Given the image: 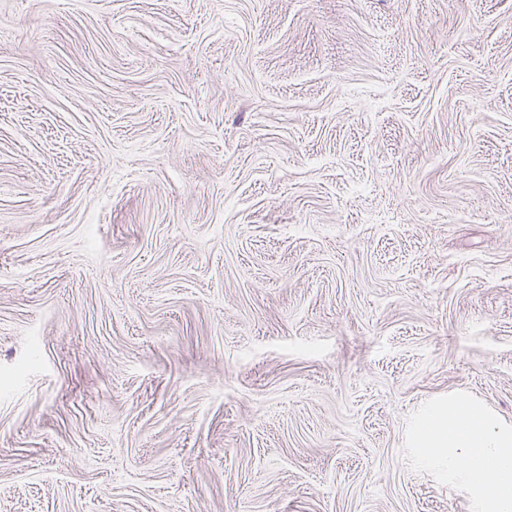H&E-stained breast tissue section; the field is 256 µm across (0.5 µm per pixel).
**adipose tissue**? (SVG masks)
Returning <instances> with one entry per match:
<instances>
[{
    "label": "adipose tissue",
    "instance_id": "1",
    "mask_svg": "<svg viewBox=\"0 0 512 512\" xmlns=\"http://www.w3.org/2000/svg\"><path fill=\"white\" fill-rule=\"evenodd\" d=\"M420 458L468 493L473 512H512V425L454 393L415 426Z\"/></svg>",
    "mask_w": 512,
    "mask_h": 512
}]
</instances>
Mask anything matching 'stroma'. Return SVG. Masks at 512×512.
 Segmentation results:
<instances>
[{"label": "stroma", "instance_id": "35a3bbf8", "mask_svg": "<svg viewBox=\"0 0 512 512\" xmlns=\"http://www.w3.org/2000/svg\"><path fill=\"white\" fill-rule=\"evenodd\" d=\"M512 424V0H0V512H471ZM420 458L462 486L474 512L512 511V425L483 404L449 394L415 426ZM494 476L491 489L487 477Z\"/></svg>", "mask_w": 512, "mask_h": 512}]
</instances>
